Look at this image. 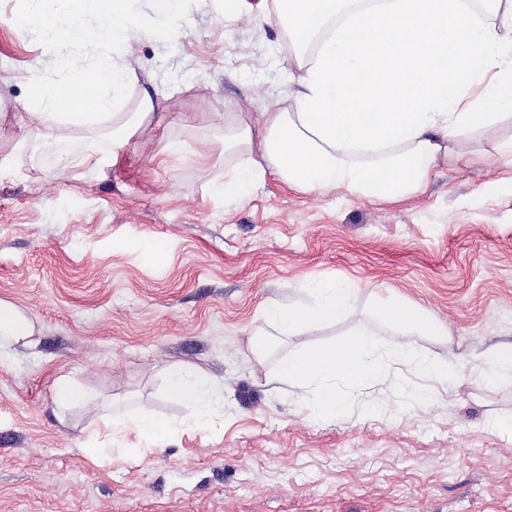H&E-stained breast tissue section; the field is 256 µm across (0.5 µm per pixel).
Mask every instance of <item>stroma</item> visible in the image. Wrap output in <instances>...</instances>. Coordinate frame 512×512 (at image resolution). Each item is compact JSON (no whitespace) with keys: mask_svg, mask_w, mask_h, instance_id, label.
Returning a JSON list of instances; mask_svg holds the SVG:
<instances>
[{"mask_svg":"<svg viewBox=\"0 0 512 512\" xmlns=\"http://www.w3.org/2000/svg\"><path fill=\"white\" fill-rule=\"evenodd\" d=\"M223 0H195L168 40L139 37L132 61L191 126L170 137L210 156L154 160L133 139L107 176L65 168L50 152L16 151L22 84L0 83V300L35 326L36 344L0 365V512H512V383L481 386V353L512 344V165L495 147L512 123L473 136L469 161H443L425 191L377 203L335 189L304 194L270 178L249 200L215 197L224 157L210 113L244 96L291 93L275 22ZM22 0H0V54L21 76H56L95 48L42 42L16 29ZM163 242V250L149 241ZM347 280L355 319L248 349L272 303L309 300L312 282ZM421 306L448 329L417 337L457 375L422 401L399 370L337 387L345 409L319 420L296 390L276 388L288 352L369 324L374 296ZM218 385L198 415L166 393L167 368ZM88 399L68 412L55 380ZM168 422L158 437L111 430L113 408ZM103 449L102 459L88 451Z\"/></svg>","mask_w":512,"mask_h":512,"instance_id":"obj_1","label":"stroma"}]
</instances>
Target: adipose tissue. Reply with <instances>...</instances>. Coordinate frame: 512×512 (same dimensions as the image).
<instances>
[{
  "mask_svg": "<svg viewBox=\"0 0 512 512\" xmlns=\"http://www.w3.org/2000/svg\"><path fill=\"white\" fill-rule=\"evenodd\" d=\"M257 11L279 28L295 89L212 113L225 165L216 196L244 202L272 176L302 193L341 188L402 201L423 192L440 157L464 158L472 134L512 120V0H259ZM14 24L99 47L94 62L74 58L63 74L30 79L22 120L64 166L112 167L160 106L114 55L132 53L141 33L127 0H27ZM313 293L265 309L266 328L250 342L255 358L269 354L270 336L285 341L356 316L348 282H318ZM372 314L376 325L354 326L341 342L290 352L276 382L306 394L325 418L342 407L337 384L366 387L394 365L433 384L452 377L446 360L415 346V337L446 334L424 309L379 297ZM33 334L28 317L0 300V363ZM167 393L197 409L216 405L213 381L196 369H169Z\"/></svg>",
  "mask_w": 512,
  "mask_h": 512,
  "instance_id": "adipose-tissue-1",
  "label": "adipose tissue"
}]
</instances>
